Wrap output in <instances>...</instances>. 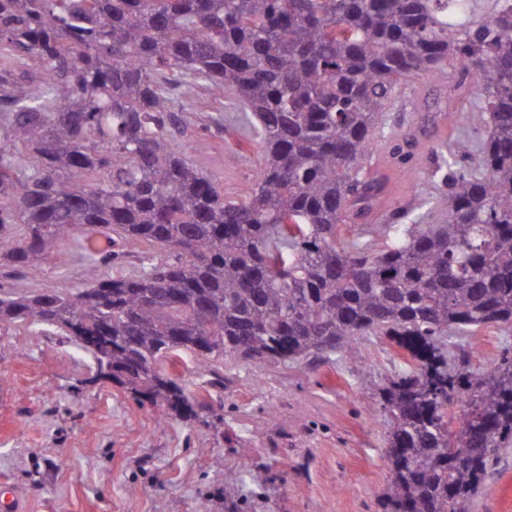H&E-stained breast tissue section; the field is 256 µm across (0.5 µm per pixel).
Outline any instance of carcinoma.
Listing matches in <instances>:
<instances>
[{"mask_svg": "<svg viewBox=\"0 0 512 512\" xmlns=\"http://www.w3.org/2000/svg\"><path fill=\"white\" fill-rule=\"evenodd\" d=\"M453 4L0 0V266L33 271L76 230L164 252L69 292L1 288L0 323L56 329L96 377L179 416L165 365L187 355L222 386L228 359L309 363L385 338L409 366L380 389L385 512H473L512 445V352L481 367L449 339L512 326V0L474 27ZM447 60L485 96L482 175H451L443 224L341 238L379 201L364 162L394 84ZM198 86L253 117L243 202L175 148Z\"/></svg>", "mask_w": 512, "mask_h": 512, "instance_id": "cac0c4a2", "label": "carcinoma"}]
</instances>
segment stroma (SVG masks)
I'll return each mask as SVG.
<instances>
[{"label": "stroma", "mask_w": 512, "mask_h": 512, "mask_svg": "<svg viewBox=\"0 0 512 512\" xmlns=\"http://www.w3.org/2000/svg\"><path fill=\"white\" fill-rule=\"evenodd\" d=\"M456 63L439 77H405L376 121L374 136L405 134L402 158L379 167L386 185L348 237L376 242L382 224H440L454 172L478 174L476 156H449L451 141L478 145L485 129L466 116L479 94L456 98ZM181 113L178 147L227 198L243 199L260 153L248 118L232 100L195 88ZM450 113L445 130L435 118ZM142 253L120 262L75 235L36 272L0 267V287L67 291L99 276L134 275ZM473 362L512 349V327L463 337ZM405 360L385 339L356 343L353 357L315 369L300 364L224 363V385L204 390L193 360L170 366L194 412L159 422L161 408L122 384L95 379L88 353L59 332L27 323L0 326V503L22 498L28 512H383L391 477L378 389ZM475 512H512V447L487 477Z\"/></svg>", "instance_id": "1"}]
</instances>
